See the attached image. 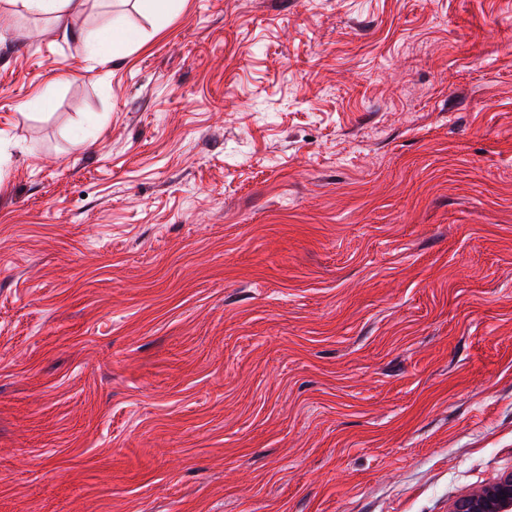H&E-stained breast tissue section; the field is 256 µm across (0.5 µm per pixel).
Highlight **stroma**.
Returning a JSON list of instances; mask_svg holds the SVG:
<instances>
[{
	"label": "stroma",
	"instance_id": "stroma-1",
	"mask_svg": "<svg viewBox=\"0 0 512 512\" xmlns=\"http://www.w3.org/2000/svg\"><path fill=\"white\" fill-rule=\"evenodd\" d=\"M1 13L0 512L512 472V0ZM116 19L144 45L90 60Z\"/></svg>",
	"mask_w": 512,
	"mask_h": 512
}]
</instances>
